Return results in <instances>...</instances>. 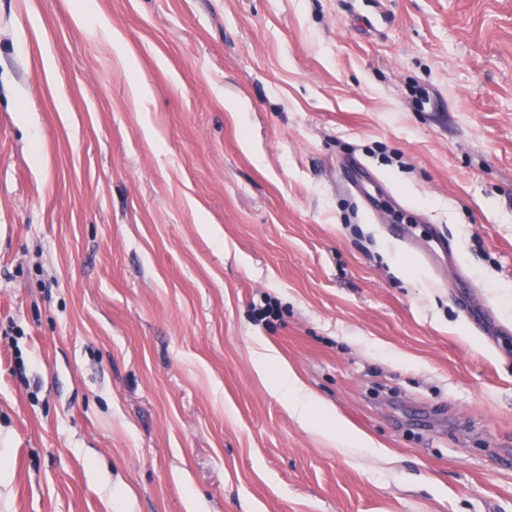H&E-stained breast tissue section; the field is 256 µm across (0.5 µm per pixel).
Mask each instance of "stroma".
<instances>
[{"label": "stroma", "instance_id": "obj_1", "mask_svg": "<svg viewBox=\"0 0 512 512\" xmlns=\"http://www.w3.org/2000/svg\"><path fill=\"white\" fill-rule=\"evenodd\" d=\"M0 512H512V0H0ZM275 390L282 398L288 400V410L300 423L309 420V412L315 402L314 397L288 367L281 368Z\"/></svg>", "mask_w": 512, "mask_h": 512}]
</instances>
